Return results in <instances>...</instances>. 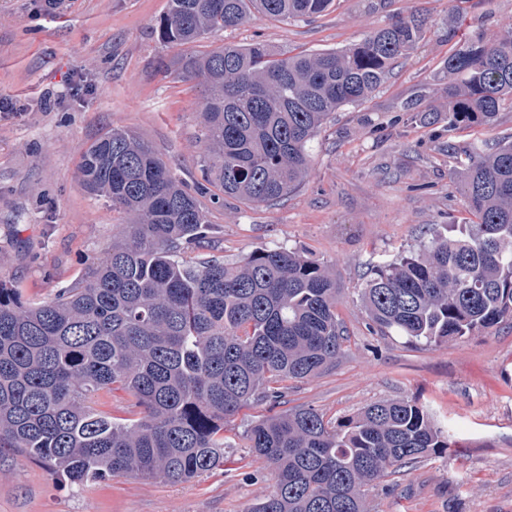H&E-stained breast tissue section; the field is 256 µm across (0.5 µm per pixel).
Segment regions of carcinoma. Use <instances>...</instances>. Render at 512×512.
Masks as SVG:
<instances>
[{"label": "carcinoma", "mask_w": 512, "mask_h": 512, "mask_svg": "<svg viewBox=\"0 0 512 512\" xmlns=\"http://www.w3.org/2000/svg\"><path fill=\"white\" fill-rule=\"evenodd\" d=\"M333 0H168L161 41L194 44L251 18L307 19ZM425 19L396 17L353 45L294 55L226 44L171 65L203 92V183L270 203L309 172L308 143L330 114L362 104L422 41ZM448 132L489 124L512 103V31L455 47L443 61ZM470 157L459 183L477 222L438 234L374 271L362 288L372 325L443 343L512 319V136ZM78 177L128 216L123 240L77 280L30 304L0 279V450L22 452L78 487L117 475L189 481L224 465V420L278 402L290 380L336 365L348 330L327 269L296 249L239 264L212 254L215 228L145 142L111 130L83 152ZM121 390L138 418L94 407ZM253 456L275 474L251 512H368L366 486L450 447L413 400L381 401L335 426L296 406L256 421Z\"/></svg>", "instance_id": "carcinoma-1"}]
</instances>
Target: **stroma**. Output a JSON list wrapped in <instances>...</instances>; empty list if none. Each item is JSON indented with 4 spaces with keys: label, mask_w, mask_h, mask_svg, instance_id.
I'll use <instances>...</instances> for the list:
<instances>
[{
    "label": "stroma",
    "mask_w": 512,
    "mask_h": 512,
    "mask_svg": "<svg viewBox=\"0 0 512 512\" xmlns=\"http://www.w3.org/2000/svg\"><path fill=\"white\" fill-rule=\"evenodd\" d=\"M168 0H0V278L25 300L53 298L122 240L126 218L77 177L106 132L136 135L186 185L201 177V94L177 71L156 23ZM426 34L369 101L330 115L308 147L310 174L273 204L230 196L200 204L226 262L300 249L327 266L349 338L335 367L288 384L287 405L326 421L386 399L415 400L450 446L368 491L370 512H512V320L441 344L370 329L361 291L377 266L418 252L446 227L473 223L448 156L442 64L478 34L512 31V0H335L305 20H252L208 34L198 50L255 41L283 52L341 49L392 15ZM250 403L224 423L223 469L189 481L116 476L78 488L29 456L0 453V512H250L275 479L246 432L281 412Z\"/></svg>",
    "instance_id": "stroma-1"
}]
</instances>
